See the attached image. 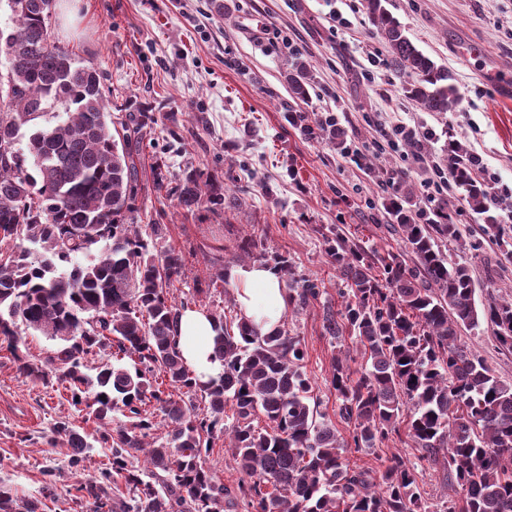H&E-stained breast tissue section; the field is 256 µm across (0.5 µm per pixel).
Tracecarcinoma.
Masks as SVG:
<instances>
[{"label":"carcinoma","mask_w":512,"mask_h":512,"mask_svg":"<svg viewBox=\"0 0 512 512\" xmlns=\"http://www.w3.org/2000/svg\"><path fill=\"white\" fill-rule=\"evenodd\" d=\"M365 4L391 70L407 79V97L422 112L454 111L450 72L416 47L383 0ZM52 7L53 0H14V27L0 32L13 87L0 94V350L19 375L63 386L73 406L92 409L99 421L91 442L65 417L50 429V443L64 439L77 469L94 444L110 449L108 463L77 482L76 505L90 512H430L415 465L394 456L374 473L347 458L404 435L461 490L443 512H512V383L461 342L462 330L484 320L511 354L512 300L476 306L469 268L437 244L462 237L448 201L419 223L404 207L413 186L396 174L397 196L383 207L412 267L337 225L317 229L343 284L341 308L322 305L323 328L336 339L350 336L362 359L355 370L346 354L332 363L330 384L349 436L320 410L300 340L284 326L258 336L242 314L211 310L212 359L222 370L202 381L174 336L170 288L182 279L186 256L159 245L161 225L148 224L145 233L134 225L143 129L154 118H112L97 67L52 39ZM287 78L293 98L308 99L311 66L298 59ZM289 120L343 148L345 132L331 122L312 126L300 112ZM23 137L24 152L17 148ZM448 153L465 202L484 216L470 248L480 250L484 239L507 243L512 226L491 210L490 187L469 169L466 149L450 140ZM164 167L155 163V188L178 206L224 205L216 184L204 188L199 169L172 175ZM267 261L285 278L288 304L303 309L321 300L323 291L296 277L288 257ZM20 325L58 348L30 360ZM114 412L124 417L115 425ZM221 439L244 474L234 487L207 464ZM140 454L145 465H133ZM46 476L28 498L0 484V512H46L56 490L55 472Z\"/></svg>","instance_id":"obj_1"}]
</instances>
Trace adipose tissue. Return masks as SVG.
I'll use <instances>...</instances> for the list:
<instances>
[{"label": "adipose tissue", "instance_id": "adipose-tissue-1", "mask_svg": "<svg viewBox=\"0 0 512 512\" xmlns=\"http://www.w3.org/2000/svg\"><path fill=\"white\" fill-rule=\"evenodd\" d=\"M227 280L235 288L239 308L260 334L279 328L288 309V292L280 273L272 265L252 263L230 268ZM178 348L200 380H208L220 370L210 359L208 342L213 336L212 323L201 310H182L176 320Z\"/></svg>", "mask_w": 512, "mask_h": 512}]
</instances>
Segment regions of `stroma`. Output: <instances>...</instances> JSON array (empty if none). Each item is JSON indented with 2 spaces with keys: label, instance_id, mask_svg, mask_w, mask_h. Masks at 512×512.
Instances as JSON below:
<instances>
[{
  "label": "stroma",
  "instance_id": "stroma-1",
  "mask_svg": "<svg viewBox=\"0 0 512 512\" xmlns=\"http://www.w3.org/2000/svg\"><path fill=\"white\" fill-rule=\"evenodd\" d=\"M223 2L218 14L210 0H56L49 18L57 44L98 67L109 105L156 117L143 143L135 208L138 223L162 225L164 244L189 254L184 278L171 290L176 301H189L196 282L221 270L259 262V253L239 249L255 237L265 251L286 255L300 276L340 306L336 270L318 226L338 224L362 245L402 250L400 236L382 227L384 173L407 170L414 208H429L422 181L452 139L499 173L498 195L512 200V96L482 78L512 72V0H387L418 49L453 74L458 107L446 114L418 111L386 58L369 62V48L382 43L362 0ZM264 27L287 34L293 49L259 41ZM298 58L316 76L308 100L299 103L285 78ZM292 109L334 119L346 132L345 150L290 125ZM380 119L428 130L424 153L401 146L378 153ZM159 159L173 174L188 164L199 167L223 185L233 208H180L153 184ZM439 247L449 261L468 266L477 304L512 298V265L498 267L497 244L477 252L449 241ZM321 313L317 302L288 311L286 321L305 352L322 409L332 416L336 394L329 378L337 343L324 331ZM462 339L497 377L512 381V355L498 349L490 324L463 331ZM64 416L88 432L98 426L62 386L19 376L0 351V482L18 495H34L45 470L54 469L51 512L76 509L80 474L70 465L71 451L47 442L52 424ZM395 455L416 464L432 512L459 499V489L444 483L408 440H392L359 459L377 471Z\"/></svg>",
  "mask_w": 512,
  "mask_h": 512
}]
</instances>
